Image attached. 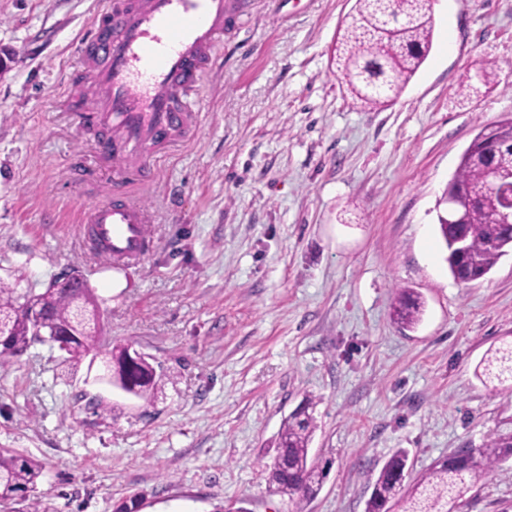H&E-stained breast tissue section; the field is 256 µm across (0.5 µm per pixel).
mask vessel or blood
Segmentation results:
<instances>
[{
  "label": "vessel or blood",
  "instance_id": "1",
  "mask_svg": "<svg viewBox=\"0 0 512 512\" xmlns=\"http://www.w3.org/2000/svg\"><path fill=\"white\" fill-rule=\"evenodd\" d=\"M239 0H110L82 44L85 96L79 123L102 131L100 157L142 183L154 148L184 141L190 95L200 82L226 16ZM148 209L124 197L95 199L82 222L94 249L131 264L150 248Z\"/></svg>",
  "mask_w": 512,
  "mask_h": 512
}]
</instances>
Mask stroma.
<instances>
[{
	"label": "stroma",
	"instance_id": "stroma-1",
	"mask_svg": "<svg viewBox=\"0 0 512 512\" xmlns=\"http://www.w3.org/2000/svg\"><path fill=\"white\" fill-rule=\"evenodd\" d=\"M107 0H0V281L38 293L75 273L101 343L173 375L153 405L68 371L35 345L0 370V448L43 466L51 512H292L264 465L313 400L305 512H365L398 449L408 480L512 422V390L475 369L512 340V253L483 279L448 270L438 200L479 127L512 115V0H433V48L393 105L354 104L332 50L355 0H247L193 94L199 128L151 155L148 183L111 169L66 94L78 34ZM478 95L461 91L482 66ZM125 194L151 212L149 252L123 267L88 250L77 212ZM425 303L414 329L395 289ZM110 412L95 410V401ZM463 512H512V460L474 481Z\"/></svg>",
	"mask_w": 512,
	"mask_h": 512
}]
</instances>
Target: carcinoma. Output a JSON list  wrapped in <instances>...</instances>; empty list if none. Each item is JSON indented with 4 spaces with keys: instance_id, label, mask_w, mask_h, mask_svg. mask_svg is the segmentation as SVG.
<instances>
[{
    "instance_id": "cac0c4a2",
    "label": "carcinoma",
    "mask_w": 512,
    "mask_h": 512,
    "mask_svg": "<svg viewBox=\"0 0 512 512\" xmlns=\"http://www.w3.org/2000/svg\"><path fill=\"white\" fill-rule=\"evenodd\" d=\"M434 18L430 0H355L353 12L342 22L332 62L336 75L346 84L352 99L362 108L382 109L395 102L426 61L433 46ZM512 139V118L492 128L482 127L461 156L438 204L439 232L448 251L452 276L466 282L472 274L487 275L499 259L512 251V229L498 223L493 205L497 189L484 169V153L493 152L489 135ZM476 197L482 202L466 212V223L457 224L449 201ZM393 320L411 328L420 321L423 303L411 290L395 289ZM30 308L56 331L67 337L65 361L76 366L91 355L104 356L110 379L126 393L151 402L166 376L161 363L144 359L129 365L128 347L121 343L102 350L91 327L97 303L90 288H47L30 294ZM15 289L0 284V326L7 343L0 347V364L23 354L34 344L32 320ZM484 384L504 386L512 381V342L491 349L475 369ZM313 407L308 399L283 423L275 456L266 466L268 485L288 497L302 512L304 502L314 497L324 472L309 462V445L315 431ZM512 458V430L490 431L477 448L454 452L435 462L412 486H405L408 452L396 451L384 464L366 502L365 512H461V498L469 484L494 472ZM42 475L32 460L0 450V502L22 501L26 512H48L41 501L30 497Z\"/></svg>"
}]
</instances>
